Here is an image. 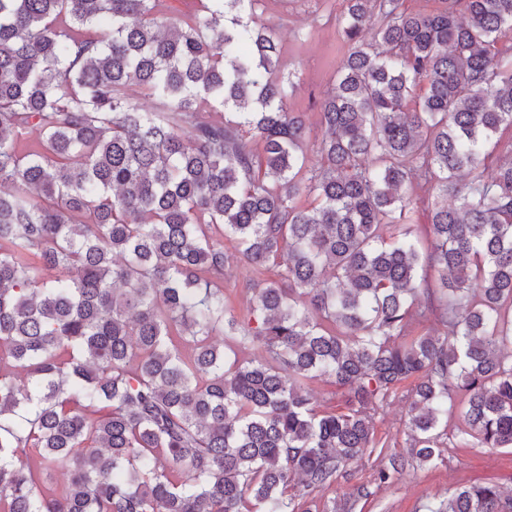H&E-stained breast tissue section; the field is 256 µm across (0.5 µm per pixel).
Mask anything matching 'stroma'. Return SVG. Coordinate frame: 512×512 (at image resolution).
Listing matches in <instances>:
<instances>
[{"label": "stroma", "mask_w": 512, "mask_h": 512, "mask_svg": "<svg viewBox=\"0 0 512 512\" xmlns=\"http://www.w3.org/2000/svg\"><path fill=\"white\" fill-rule=\"evenodd\" d=\"M343 0H261L257 24H273L280 31L288 68L295 74L290 108L307 115L317 128L320 102L335 83L337 70L348 54L340 20ZM224 285L235 312H244L252 296L251 274L233 247H226ZM405 401L397 397L380 410L376 434L385 448L351 464L336 483L337 491L364 486L368 492L353 512H426L431 503L446 499L459 486L494 484L512 490V450L503 448H448L443 462L407 470L399 479L382 484L377 471L390 454L407 453L404 433Z\"/></svg>", "instance_id": "stroma-1"}]
</instances>
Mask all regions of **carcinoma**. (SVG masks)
Returning <instances> with one entry per match:
<instances>
[{"label":"carcinoma","mask_w":512,"mask_h":512,"mask_svg":"<svg viewBox=\"0 0 512 512\" xmlns=\"http://www.w3.org/2000/svg\"><path fill=\"white\" fill-rule=\"evenodd\" d=\"M162 2L0 0V512H312L398 394L381 483L441 459L457 395L452 447L512 448V0H345L313 159L258 0ZM227 263L224 270V289L230 294V306L236 313H242L252 297L250 288L251 273L240 260L237 251L228 243L224 247Z\"/></svg>","instance_id":"carcinoma-1"}]
</instances>
